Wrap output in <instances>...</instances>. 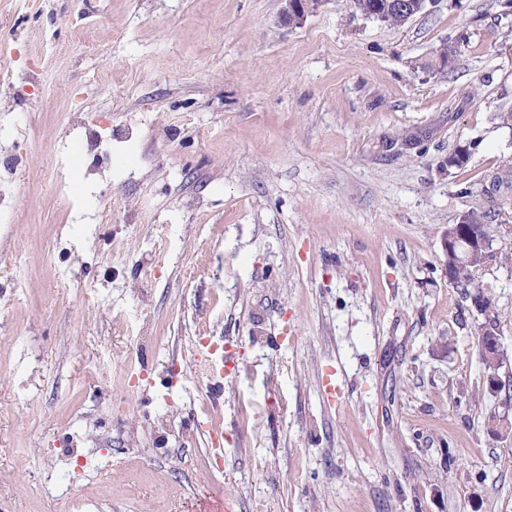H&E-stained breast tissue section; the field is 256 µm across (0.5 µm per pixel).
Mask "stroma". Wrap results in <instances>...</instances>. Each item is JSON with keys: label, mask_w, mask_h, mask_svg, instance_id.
<instances>
[{"label": "stroma", "mask_w": 512, "mask_h": 512, "mask_svg": "<svg viewBox=\"0 0 512 512\" xmlns=\"http://www.w3.org/2000/svg\"><path fill=\"white\" fill-rule=\"evenodd\" d=\"M284 6L0 0V512H512V263L487 323L442 251L512 207L479 197L512 162V6ZM354 8L357 11H360L362 14L368 13L369 11H374L377 8V4L381 3L385 4V1L382 0H352ZM417 2V1H414ZM409 0H388L385 4V7L382 10L374 11L370 16L364 14L366 17H370L377 21L383 22L386 17L391 16L393 13L392 21L393 24L401 25V18L399 15L404 16L405 14H409L411 11H421L424 9V6L427 0H419V2L414 3ZM399 14V15H397ZM486 332V331H485ZM483 332V336L484 333ZM491 335L487 336V342L482 341L480 333L479 352L484 365L492 370V373L487 377L488 391L497 394L501 389V383L497 377V371L502 368L507 362H504V349L502 348L497 336L494 332L490 331Z\"/></svg>", "instance_id": "35a3bbf8"}]
</instances>
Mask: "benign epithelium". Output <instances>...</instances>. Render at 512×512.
<instances>
[{"instance_id": "7a95c632", "label": "benign epithelium", "mask_w": 512, "mask_h": 512, "mask_svg": "<svg viewBox=\"0 0 512 512\" xmlns=\"http://www.w3.org/2000/svg\"><path fill=\"white\" fill-rule=\"evenodd\" d=\"M286 6L283 9V16L296 23H301L306 14L318 8L325 0H285ZM427 0H419L414 3L412 0H387L385 7L375 11L370 18L377 21H384L386 17L396 13L401 16L410 12L424 9ZM495 241L489 236L482 235L471 225L467 224L466 218H461L457 224L448 225V230L442 241V248L446 256V275L448 280L454 279L455 269L460 266H474L478 272L486 266L492 255L497 253L494 249ZM464 295L470 299L472 307L479 313L484 314L487 308L483 305L484 296L481 292V284L475 282L464 289ZM479 352L484 365L492 370L487 377L488 391L496 394L501 389V383L497 377V371L505 365L504 349L496 335L487 336V342H479Z\"/></svg>"}]
</instances>
